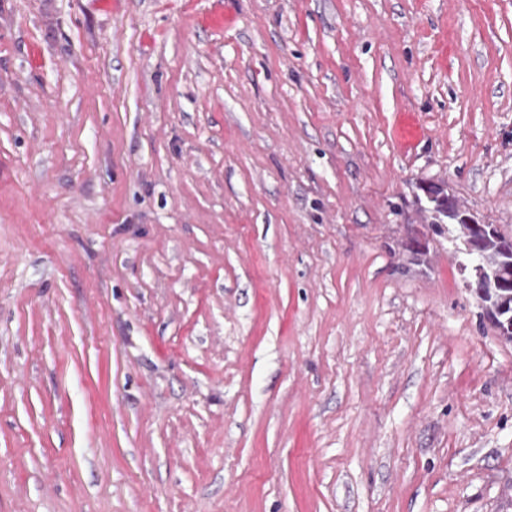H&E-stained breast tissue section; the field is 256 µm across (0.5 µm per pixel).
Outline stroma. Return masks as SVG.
<instances>
[{
    "instance_id": "35a3bbf8",
    "label": "stroma",
    "mask_w": 512,
    "mask_h": 512,
    "mask_svg": "<svg viewBox=\"0 0 512 512\" xmlns=\"http://www.w3.org/2000/svg\"><path fill=\"white\" fill-rule=\"evenodd\" d=\"M512 0H0V512H512ZM448 214L452 215V220L449 222L452 226L462 228V232H459V239L462 248H458L460 252L465 256L466 263L462 264L464 271H468L471 280L469 281L470 288H477L481 283L487 270L495 265L500 269V278L495 281V287L493 285V277L496 272L492 274L490 271L485 275L486 283L485 288H480L477 294L478 298L483 303H489L493 300L499 299L501 294L506 293L500 288L510 289L509 294L502 295L499 301V306L503 309L507 308L509 304L508 299L512 300V270L506 272L508 265H512V239L506 238L500 231L499 227L495 224H484L479 222L474 216L469 213L458 209L454 204V209ZM465 226V227H464ZM482 240H494L497 242L499 247V254L491 261L488 254L480 248V242Z\"/></svg>"
}]
</instances>
